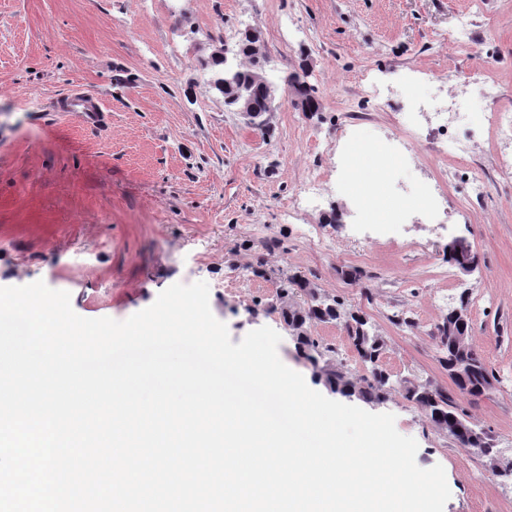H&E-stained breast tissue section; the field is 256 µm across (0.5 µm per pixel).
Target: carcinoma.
Segmentation results:
<instances>
[{"label":"carcinoma","mask_w":512,"mask_h":512,"mask_svg":"<svg viewBox=\"0 0 512 512\" xmlns=\"http://www.w3.org/2000/svg\"><path fill=\"white\" fill-rule=\"evenodd\" d=\"M242 56L249 59V65L245 67L227 65L224 63L223 57L214 56L203 67V70L210 80L219 82L227 78L230 85L251 90L255 111L251 116L250 123L256 125L258 129L264 130L266 124L263 122V115L266 109L264 95L257 77L267 65V59L246 51L242 52ZM298 290L307 291L304 281L294 276L281 281L279 298L284 303L281 314L288 326L298 331V340H300V345L307 350L308 358L316 364L326 356L327 352L331 351V348L320 345L318 340L304 333V326L313 321L330 322L343 319L356 351L364 362L371 365L370 374L362 377L357 384L349 380L339 370L329 366L323 368L329 387L345 396L356 393L361 400L367 403L383 401L389 393V375L384 373L379 365L384 349L382 339L370 335L365 329L366 320L355 313L346 311L343 304L336 300L327 303L316 299L311 293L309 299L301 305L288 303V297ZM451 324V319L447 317L439 327L440 362L448 370L449 377L461 393L479 397L486 392L487 388L493 386L495 376L489 373L481 355L470 343H465L463 348L457 347L456 337L448 333V326ZM405 395L424 408L431 421L448 432V436L452 437L461 447H472L468 441L470 422L456 412L454 402L448 397L447 392L429 385H411L406 387Z\"/></svg>","instance_id":"carcinoma-1"}]
</instances>
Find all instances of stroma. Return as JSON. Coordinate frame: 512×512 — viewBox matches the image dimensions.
I'll list each match as a JSON object with an SVG mask.
<instances>
[{
    "label": "stroma",
    "instance_id": "35a3bbf8",
    "mask_svg": "<svg viewBox=\"0 0 512 512\" xmlns=\"http://www.w3.org/2000/svg\"><path fill=\"white\" fill-rule=\"evenodd\" d=\"M463 14L473 19L465 47ZM250 26L271 78L306 72L319 111L278 90L261 132L205 83L203 62ZM474 70L512 109V0H0V287L41 280L68 291L76 314L122 321L173 284L204 281L232 343L271 327L281 361L325 395L280 313V280L299 276L383 339L393 389L368 410L395 415L419 445V467L444 468V512H512V478L405 396L412 383L446 390L512 460V145L489 129ZM118 75L133 84L116 85ZM371 82L389 90L384 105L370 99ZM76 86L103 103L99 120L53 111ZM412 91L435 106L454 94L466 102L458 131L472 136L469 158H449L454 177L436 213L424 194L441 181L433 158L444 145L427 123L411 159L384 156L364 188L336 171L340 153L378 147L414 120ZM318 172L319 198L285 217ZM479 180L485 196L473 205ZM308 227L328 249L304 236ZM459 237L476 268L436 278L443 244ZM462 303L469 340L496 377L480 397L458 395L439 361L438 328ZM305 329L350 379L367 374L344 322Z\"/></svg>",
    "mask_w": 512,
    "mask_h": 512
}]
</instances>
